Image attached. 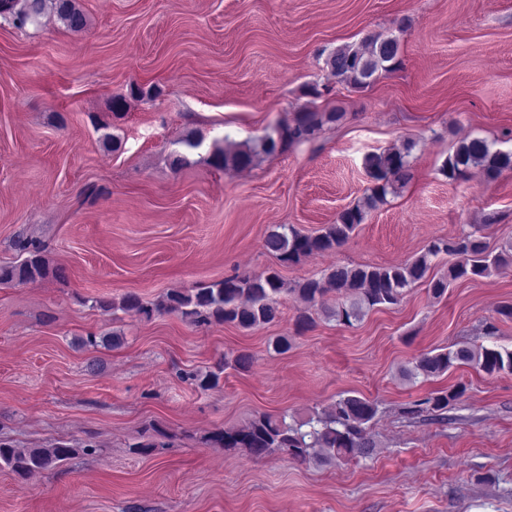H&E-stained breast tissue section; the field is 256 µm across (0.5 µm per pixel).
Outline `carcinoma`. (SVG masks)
<instances>
[{"label":"carcinoma","mask_w":512,"mask_h":512,"mask_svg":"<svg viewBox=\"0 0 512 512\" xmlns=\"http://www.w3.org/2000/svg\"><path fill=\"white\" fill-rule=\"evenodd\" d=\"M48 11L55 13L63 25L74 32L86 27V17L76 0H0V17L18 28L37 23ZM325 64L330 75L338 81L355 89H364L371 85L376 74L401 64L400 45L393 38L370 36L358 47L343 45L336 48L329 53ZM341 117L340 112L307 110L293 122L277 126L255 145L215 149L212 164L224 170L247 169L260 154L284 152L296 142L313 140L324 124ZM412 148L413 143L408 141L398 150L367 156L365 167L376 184L362 202L343 210L336 223L325 225L316 235L304 234L294 227L279 226L267 235L264 242L266 250L276 254L279 261L293 264L303 257L333 251L343 245L364 221L366 214L385 202L388 188L406 179L407 157ZM471 167H480L487 176L494 178L512 170V152L494 150L487 140L479 137L462 140L448 157L443 171L448 179L459 180ZM14 248L20 260L0 265V285L26 284L50 274L64 277L63 269L49 268L44 255L45 246L40 239L22 235L15 240ZM441 254L457 256L459 260L448 266L447 274L435 278L430 275L431 258ZM511 260L512 247L507 253H496L487 242L470 233L455 240L437 238L422 255L396 265H337L319 277L292 284L285 282L274 270L253 275L234 274L193 293L170 291L151 307L134 292L125 294L117 306L107 300H99L97 305L104 311L117 307L127 314L147 319L156 312L178 313L196 326L233 323L251 329L278 319V297L283 293L315 307L323 303L325 296L342 290L350 298L349 303L326 307L324 312L337 322L350 326L360 321L367 310L398 304L405 290L418 283L428 284L433 297L439 299L452 282L488 277ZM81 343L86 347L103 345L115 349L121 346L122 337L117 334L101 337L89 334ZM252 364V354L241 352L230 364L220 362L205 371L186 372L181 374V379L207 391L220 385L227 367L246 372ZM456 365L471 366L488 376L512 373V350L462 345L455 350L424 353L414 359L412 366L402 368L400 373L410 382L420 377L428 380L447 373ZM465 391V386L458 385L446 392H429L404 408L403 414L415 416L444 411ZM376 415L375 403L350 395L337 399L331 410L316 417L290 424L284 416L275 418L262 414L242 426L216 430L207 437V441L214 447L227 450L243 448L255 458L280 451L299 462L311 459L321 463L358 460L371 457L376 447L368 432ZM75 452L76 448L66 443L52 448H18L11 441L0 439V468L6 467L16 477L25 479L69 459Z\"/></svg>","instance_id":"1"}]
</instances>
